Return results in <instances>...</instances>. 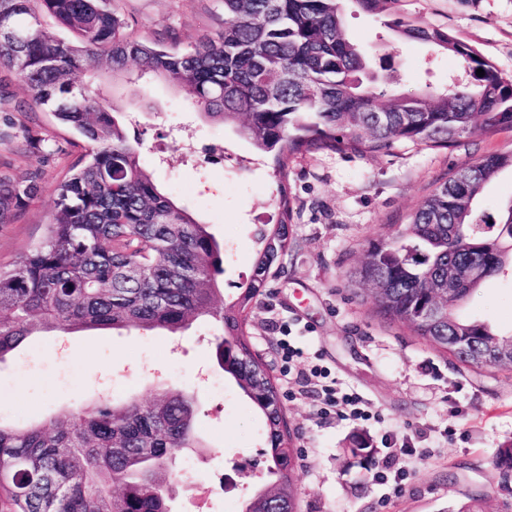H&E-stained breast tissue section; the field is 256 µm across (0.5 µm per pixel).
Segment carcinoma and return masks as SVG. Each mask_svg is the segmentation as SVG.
I'll list each match as a JSON object with an SVG mask.
<instances>
[{
    "label": "carcinoma",
    "mask_w": 512,
    "mask_h": 512,
    "mask_svg": "<svg viewBox=\"0 0 512 512\" xmlns=\"http://www.w3.org/2000/svg\"><path fill=\"white\" fill-rule=\"evenodd\" d=\"M342 0H224V26L185 51L176 37L145 41L127 32L112 0H0V67L43 107L87 141V161L55 189L45 238L9 271L0 270V358L39 326L71 329L187 330L202 315L216 322L215 358L261 412L271 486L243 512H295V458L280 394L254 356L245 320L272 266L290 246L292 200L279 182L276 221L255 233L250 279L236 299L214 306L224 245L186 209L160 192L131 143L123 113L76 83L104 59L114 76L135 83L158 76L185 91L210 121L235 128L256 160L285 176L288 162L349 150L388 154L400 143L450 149L466 136L512 131V79L447 30L397 16L398 0H354L391 17L407 41L452 53L461 75L380 103L372 56L347 35ZM73 39L50 37L42 18ZM485 75H476L477 69ZM512 153H489L456 171L410 214L399 236L369 243L358 271L373 286L379 312L409 324L434 349L466 366L512 345L480 320L456 313L483 283L512 275V199L497 214L477 205L484 185ZM37 191L0 172V224L22 213ZM441 300L444 315L426 312ZM194 394L168 388L151 405L135 400L80 407L48 426L0 424V512H171L183 452L202 447ZM512 488V442L493 461Z\"/></svg>",
    "instance_id": "carcinoma-1"
}]
</instances>
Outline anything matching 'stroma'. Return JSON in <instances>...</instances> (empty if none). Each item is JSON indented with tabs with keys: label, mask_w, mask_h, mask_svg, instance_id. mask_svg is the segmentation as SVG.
Wrapping results in <instances>:
<instances>
[{
	"label": "stroma",
	"mask_w": 512,
	"mask_h": 512,
	"mask_svg": "<svg viewBox=\"0 0 512 512\" xmlns=\"http://www.w3.org/2000/svg\"><path fill=\"white\" fill-rule=\"evenodd\" d=\"M130 32L175 35L179 49L215 35L224 24L223 0H116ZM349 35L381 59L379 88L415 90L418 82L447 83L456 57L429 54L403 42L381 15L343 4ZM401 16L448 29L512 77V0H400ZM123 111L140 114L141 159L158 186L224 244L218 296H236L252 272L256 226L275 217L270 200L278 175L242 166L249 143L233 129L203 120L186 93L161 80L118 89ZM24 86L0 71V170L17 180L39 178V192L20 217L0 224V268L10 269L43 239L54 210L55 186L83 152L85 141L36 108L16 111ZM189 127L208 156L189 157L172 128ZM51 145L23 151L26 133ZM512 150V131L462 138L448 150L398 146L360 156L319 152L293 160L288 191L294 199L291 247L251 310L253 352L279 388L298 450L293 480L298 512H512V496L498 488L496 451L512 440V371L456 364L411 328L382 315L372 291L351 286L369 241L396 236L410 212L459 168L491 152ZM465 310L497 331L512 332V279L494 278L467 300ZM319 353L343 390L364 396L366 421L321 415L313 385L283 373L280 340ZM208 323L183 336L161 330L47 329L27 337L0 361V423L43 425L62 413L102 400L152 404L161 387L194 392L196 429L204 454L177 462L172 512H241L265 483L259 463L265 421L235 382L215 364ZM374 448L375 463H354V437ZM395 445L406 446L392 454ZM408 472L394 494L379 474Z\"/></svg>",
	"instance_id": "35a3bbf8"
}]
</instances>
